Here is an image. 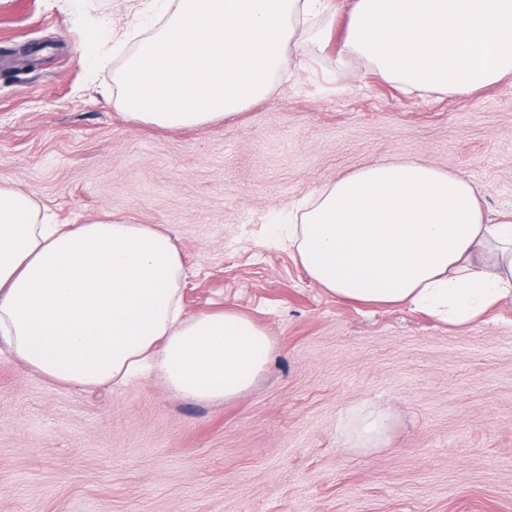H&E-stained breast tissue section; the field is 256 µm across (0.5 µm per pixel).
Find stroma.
<instances>
[{"instance_id":"stroma-1","label":"stroma","mask_w":512,"mask_h":512,"mask_svg":"<svg viewBox=\"0 0 512 512\" xmlns=\"http://www.w3.org/2000/svg\"><path fill=\"white\" fill-rule=\"evenodd\" d=\"M328 40L290 54L239 116L163 131L126 119L88 30L122 33L145 0H0V182L58 223L111 215L169 228L186 315L233 309L274 352L213 403L154 376L76 388L0 353V512H512V305L451 326L407 306L336 300L269 223L379 160L463 176L489 217L512 206V76L462 96L337 67ZM370 412L388 444L350 448Z\"/></svg>"}]
</instances>
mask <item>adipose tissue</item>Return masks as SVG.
Here are the masks:
<instances>
[{
	"label": "adipose tissue",
	"mask_w": 512,
	"mask_h": 512,
	"mask_svg": "<svg viewBox=\"0 0 512 512\" xmlns=\"http://www.w3.org/2000/svg\"><path fill=\"white\" fill-rule=\"evenodd\" d=\"M321 0H176L112 72L114 107L167 130L243 112L290 50L326 37ZM341 54L410 89L465 95L512 74V0H353ZM307 275L340 301L408 305L452 325L512 305V208L488 219L469 181L378 161L325 187L288 227ZM175 237L153 224L52 223L0 182V343L73 387L153 372L224 402L255 383L273 341L233 310L183 314Z\"/></svg>",
	"instance_id": "adipose-tissue-1"
}]
</instances>
